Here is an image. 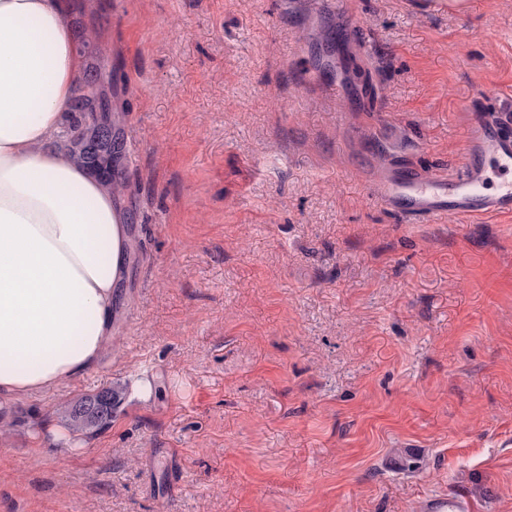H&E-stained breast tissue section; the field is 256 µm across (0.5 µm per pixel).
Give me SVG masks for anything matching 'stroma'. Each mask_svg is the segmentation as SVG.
Segmentation results:
<instances>
[{"mask_svg":"<svg viewBox=\"0 0 512 512\" xmlns=\"http://www.w3.org/2000/svg\"><path fill=\"white\" fill-rule=\"evenodd\" d=\"M469 4L77 6L134 248L111 360L0 423V512H512V219L414 223L368 181L512 112V0ZM109 386L77 452L37 439ZM99 98L103 99V111H99L98 119L101 126V133L106 137L108 143L107 149H102L98 140H91L94 147L98 149L100 165L110 176H112V165L122 155L123 140L116 133L115 121L112 115V82L110 78L105 81L103 96L100 93Z\"/></svg>","mask_w":512,"mask_h":512,"instance_id":"1","label":"stroma"}]
</instances>
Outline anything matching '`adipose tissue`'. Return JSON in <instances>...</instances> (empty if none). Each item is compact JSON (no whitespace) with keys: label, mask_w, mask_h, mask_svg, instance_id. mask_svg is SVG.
Returning a JSON list of instances; mask_svg holds the SVG:
<instances>
[{"label":"adipose tissue","mask_w":512,"mask_h":512,"mask_svg":"<svg viewBox=\"0 0 512 512\" xmlns=\"http://www.w3.org/2000/svg\"><path fill=\"white\" fill-rule=\"evenodd\" d=\"M87 70L65 0H0V405L98 370L115 339L128 215L63 146Z\"/></svg>","instance_id":"1"}]
</instances>
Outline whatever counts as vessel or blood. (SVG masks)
<instances>
[{"label":"vessel or blood","instance_id":"1","mask_svg":"<svg viewBox=\"0 0 512 512\" xmlns=\"http://www.w3.org/2000/svg\"><path fill=\"white\" fill-rule=\"evenodd\" d=\"M370 187L389 210L415 221L511 218L512 115L469 117L467 153L454 174L394 164L376 172Z\"/></svg>","mask_w":512,"mask_h":512}]
</instances>
